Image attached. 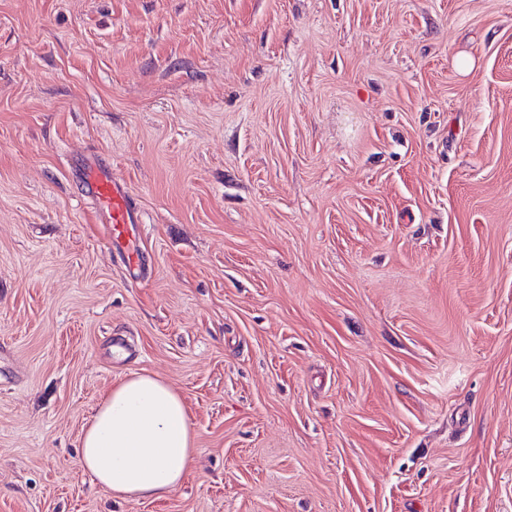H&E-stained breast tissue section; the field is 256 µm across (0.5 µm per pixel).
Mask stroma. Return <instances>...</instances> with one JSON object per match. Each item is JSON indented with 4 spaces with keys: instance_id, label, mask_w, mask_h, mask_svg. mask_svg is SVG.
Returning <instances> with one entry per match:
<instances>
[{
    "instance_id": "obj_1",
    "label": "stroma",
    "mask_w": 512,
    "mask_h": 512,
    "mask_svg": "<svg viewBox=\"0 0 512 512\" xmlns=\"http://www.w3.org/2000/svg\"><path fill=\"white\" fill-rule=\"evenodd\" d=\"M135 373L160 500L80 464ZM0 512H512V0H0ZM78 171L85 195L95 205L102 223L107 224L108 244L134 274L142 257L140 247L133 241L141 219L128 188L114 176L112 165L98 157L84 161ZM182 397L161 379L133 374L101 398L83 429L81 465L116 499H161L194 458Z\"/></svg>"
}]
</instances>
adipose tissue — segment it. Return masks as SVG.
I'll use <instances>...</instances> for the list:
<instances>
[{"label":"adipose tissue","instance_id":"ef3b65f1","mask_svg":"<svg viewBox=\"0 0 512 512\" xmlns=\"http://www.w3.org/2000/svg\"><path fill=\"white\" fill-rule=\"evenodd\" d=\"M182 397L161 379L134 374L101 398L83 429L81 465L117 499H161L178 488L194 458Z\"/></svg>","mask_w":512,"mask_h":512}]
</instances>
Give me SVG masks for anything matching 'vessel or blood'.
Segmentation results:
<instances>
[{
    "instance_id": "b4317fda",
    "label": "vessel or blood",
    "mask_w": 512,
    "mask_h": 512,
    "mask_svg": "<svg viewBox=\"0 0 512 512\" xmlns=\"http://www.w3.org/2000/svg\"><path fill=\"white\" fill-rule=\"evenodd\" d=\"M79 178L86 196L107 226L110 247L121 257L129 272H136L142 254L134 237L141 219L128 188L114 176L111 165L96 157L81 164Z\"/></svg>"
}]
</instances>
